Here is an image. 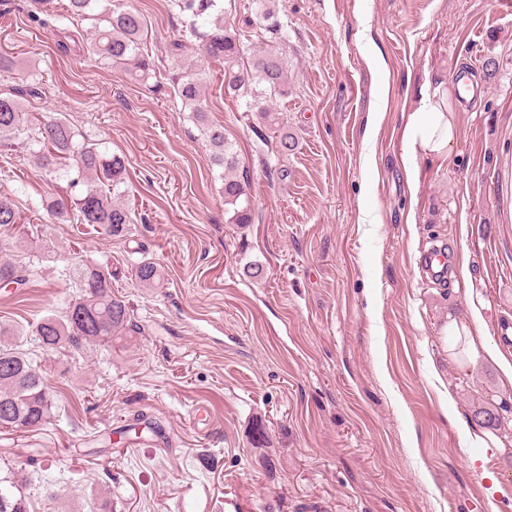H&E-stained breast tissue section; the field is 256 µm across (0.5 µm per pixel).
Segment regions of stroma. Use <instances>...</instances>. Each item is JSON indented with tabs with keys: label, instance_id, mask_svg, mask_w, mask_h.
<instances>
[{
	"label": "stroma",
	"instance_id": "stroma-1",
	"mask_svg": "<svg viewBox=\"0 0 512 512\" xmlns=\"http://www.w3.org/2000/svg\"><path fill=\"white\" fill-rule=\"evenodd\" d=\"M129 2L162 60L145 83L87 55L89 23L45 29L30 0H0V53L20 64L0 92L36 85L29 111L123 157L133 211L121 238L72 212L46 222L66 177L33 166L28 141L0 146V192L22 222L0 226V259L33 270L28 288H0V322L63 314L71 270L97 263L139 327L85 357L24 337L59 418L0 432V474L23 478L35 512L56 510L47 479L112 512H512L498 367L512 361L498 339L512 326V14L499 0H275L288 93L274 107L296 149L278 153L225 96L218 64L204 94L250 173L252 221L232 224L170 86L187 64L170 51L186 33L174 0ZM465 66L484 87L468 104L453 86ZM426 84L445 91L458 137L418 155L411 180L401 132ZM442 244L452 264L434 278L423 261ZM145 258L160 287L131 281ZM490 407L493 428L475 420Z\"/></svg>",
	"mask_w": 512,
	"mask_h": 512
}]
</instances>
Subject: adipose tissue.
Masks as SVG:
<instances>
[{"label":"adipose tissue","instance_id":"obj_1","mask_svg":"<svg viewBox=\"0 0 512 512\" xmlns=\"http://www.w3.org/2000/svg\"><path fill=\"white\" fill-rule=\"evenodd\" d=\"M456 129L448 118V105L441 88L422 90L420 106L412 112L402 130V137L413 150L442 153L456 139Z\"/></svg>","mask_w":512,"mask_h":512}]
</instances>
